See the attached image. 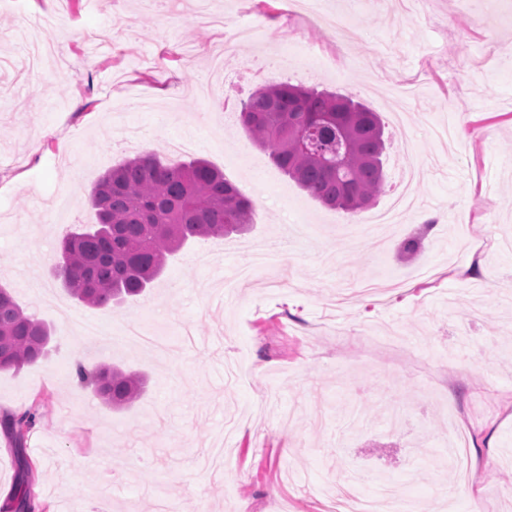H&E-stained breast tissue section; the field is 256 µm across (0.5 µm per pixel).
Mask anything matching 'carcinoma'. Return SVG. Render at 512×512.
Returning <instances> with one entry per match:
<instances>
[{"label":"carcinoma","instance_id":"carcinoma-1","mask_svg":"<svg viewBox=\"0 0 512 512\" xmlns=\"http://www.w3.org/2000/svg\"><path fill=\"white\" fill-rule=\"evenodd\" d=\"M313 118L325 120L327 148L336 147L341 135L348 139L337 173L297 148L295 126ZM239 122L280 169L327 207L355 213L382 190L383 125L377 113L348 97L288 82L265 85L244 105ZM88 201L97 223L62 238L53 273L70 296L93 307L141 295L162 273L169 255L192 240L242 230L254 210L253 201L206 161L170 164L153 151L108 170ZM50 338L49 329L0 285V370L35 363L47 354ZM75 375L116 409L143 393L140 376L110 364L79 362ZM34 419L32 414L4 418L21 465L12 512H35L29 489L32 468L23 454Z\"/></svg>","mask_w":512,"mask_h":512}]
</instances>
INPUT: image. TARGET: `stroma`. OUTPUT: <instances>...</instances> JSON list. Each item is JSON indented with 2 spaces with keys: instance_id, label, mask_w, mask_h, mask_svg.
<instances>
[{
  "instance_id": "35a3bbf8",
  "label": "stroma",
  "mask_w": 512,
  "mask_h": 512,
  "mask_svg": "<svg viewBox=\"0 0 512 512\" xmlns=\"http://www.w3.org/2000/svg\"><path fill=\"white\" fill-rule=\"evenodd\" d=\"M177 2L0 0V284L53 336L40 363L0 371V413L35 416L32 495L47 512H326L333 491L390 489L431 512H512V0H325L360 33L340 75L281 58L337 42L296 25L293 0H215L220 29ZM271 82L380 113L385 185L357 218L417 167L420 208L450 213L417 254L400 251L412 215L377 249L252 143L237 116ZM428 119L469 135L447 146ZM178 139L254 202L249 230L189 242L121 306L70 298L52 270L63 235L96 221L88 192ZM259 242L281 260L238 282ZM81 319L105 335L82 336ZM133 323L167 350L121 342ZM80 361L141 373L146 391L112 410ZM452 411L476 437V491L448 463Z\"/></svg>"
}]
</instances>
